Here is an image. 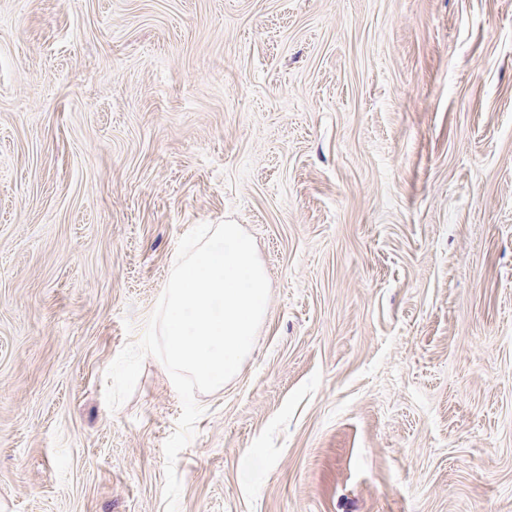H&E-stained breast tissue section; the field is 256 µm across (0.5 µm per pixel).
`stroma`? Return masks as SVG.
I'll return each instance as SVG.
<instances>
[{"label": "stroma", "instance_id": "obj_1", "mask_svg": "<svg viewBox=\"0 0 512 512\" xmlns=\"http://www.w3.org/2000/svg\"><path fill=\"white\" fill-rule=\"evenodd\" d=\"M227 219L179 512H512V0H0V512H164L180 398L105 372Z\"/></svg>", "mask_w": 512, "mask_h": 512}]
</instances>
